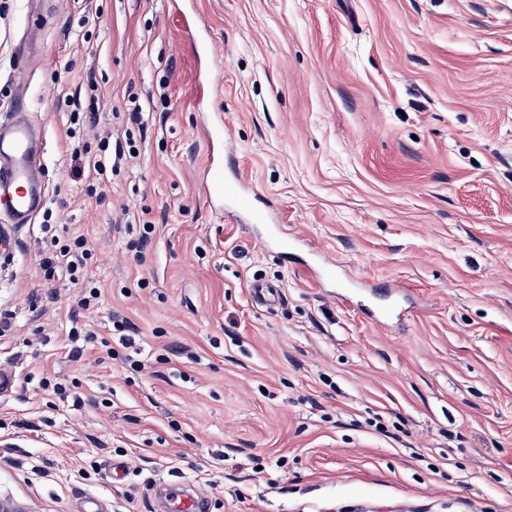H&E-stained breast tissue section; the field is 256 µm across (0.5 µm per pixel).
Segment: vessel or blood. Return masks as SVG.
Returning a JSON list of instances; mask_svg holds the SVG:
<instances>
[{
  "label": "vessel or blood",
  "mask_w": 512,
  "mask_h": 512,
  "mask_svg": "<svg viewBox=\"0 0 512 512\" xmlns=\"http://www.w3.org/2000/svg\"><path fill=\"white\" fill-rule=\"evenodd\" d=\"M211 154L204 175L203 190L216 210L225 201H233L235 215L250 224L270 226L279 245L287 238L281 226L274 224L271 212L252 202V190L241 178H229L224 170V119L215 115L206 128ZM42 136L29 119L25 107L0 120V214L12 223H31L46 199L42 174ZM167 512H203L204 503L197 493L172 495L165 503Z\"/></svg>",
  "instance_id": "b4317fda"
}]
</instances>
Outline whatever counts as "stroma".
I'll return each instance as SVG.
<instances>
[{"label": "stroma", "instance_id": "stroma-1", "mask_svg": "<svg viewBox=\"0 0 512 512\" xmlns=\"http://www.w3.org/2000/svg\"><path fill=\"white\" fill-rule=\"evenodd\" d=\"M20 97L47 200L0 218L1 504L512 512V0H0V120ZM215 112L292 246L210 209ZM74 246L75 249H72L71 247L60 248L52 258H47L44 261L45 273L51 275L53 272L54 274L57 266L66 267L67 271L78 270L79 266L82 265L85 250H81L79 252L78 249H82L84 247L83 243L80 241H77ZM251 295L256 303L262 305H270L276 303L279 299V288L276 284L264 280L254 279L250 284ZM165 501L168 512H202L204 510V503L195 491L181 496L173 494Z\"/></svg>", "mask_w": 512, "mask_h": 512}]
</instances>
